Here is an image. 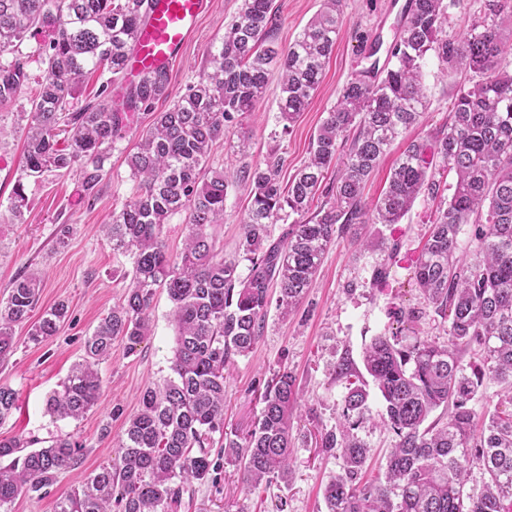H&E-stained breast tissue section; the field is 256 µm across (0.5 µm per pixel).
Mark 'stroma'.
<instances>
[{
	"label": "stroma",
	"mask_w": 512,
	"mask_h": 512,
	"mask_svg": "<svg viewBox=\"0 0 512 512\" xmlns=\"http://www.w3.org/2000/svg\"><path fill=\"white\" fill-rule=\"evenodd\" d=\"M394 2L344 0L345 23L307 109L290 128H283L277 121L278 81L270 79V88L255 111L243 115L227 132L233 139L243 131L249 134L248 155L227 152L219 142L211 152V167L233 173L243 164L264 162L275 150L284 159L282 179H290L307 160L309 143L342 87L359 72L369 70L372 59L367 52L373 40L383 46L376 59L386 61L385 47L394 39L401 19ZM240 4L241 0H206L194 36L170 71L171 96L181 95L188 84L197 81L210 47L223 37ZM320 5L321 0H276L273 38L277 44L288 46ZM35 48L32 39L21 46L29 84L15 100L0 104V300L7 298L19 276L38 271L44 279L39 308L62 300L69 305V318L55 336L37 346L28 343L26 327L17 328V349L0 367V383L16 390L17 408L0 422V437L46 442L60 436L71 438L83 447L78 472L88 474L119 458L126 420L137 408L139 392L162 384L172 374L176 332L170 319L172 304L161 291L149 310L152 336L131 352L124 342H115L111 357L100 364L102 389L94 408L77 420L55 418L46 409L48 398L60 390L72 365L81 359L86 337L122 301L130 284L133 259L113 252L102 226L134 192L126 156L152 117L143 112L131 116L124 138L105 163L106 176L96 200L83 198L75 175H51L26 182L28 206L22 217H15L13 189L24 161L20 115L29 111V100L45 75ZM423 71L429 106L407 136L428 140L448 123L451 103L468 76L443 70L432 57L427 58ZM249 199L248 184L234 181L224 202V222L214 228L225 256H235L238 250ZM436 209V200L422 195L400 223L361 224L339 236L297 310L284 317L269 308L263 335L227 374L224 429L243 433L260 411L259 393L273 372L283 365L293 372L301 401L292 419V481L244 491L239 467L216 446L211 450L216 463L212 480L185 493L179 512H325L323 486L343 466L340 455L323 453L319 446L321 433L337 425L347 392V380L333 372L335 364L346 357L355 369H362L365 344L372 337L400 329L440 343L448 339L447 322L424 300L412 274ZM64 222L70 225L71 234L67 245L60 248L55 239ZM382 267L389 275L383 284L374 285V274ZM401 308L416 309L419 320L400 324L395 313ZM368 405L371 417L356 434L370 449L366 477L372 480L383 477L385 453L394 436L379 420L377 393H370Z\"/></svg>",
	"instance_id": "obj_1"
}]
</instances>
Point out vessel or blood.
Listing matches in <instances>:
<instances>
[{
    "label": "vessel or blood",
    "instance_id": "1",
    "mask_svg": "<svg viewBox=\"0 0 512 512\" xmlns=\"http://www.w3.org/2000/svg\"><path fill=\"white\" fill-rule=\"evenodd\" d=\"M204 0H153L150 18L136 38L133 69L170 66L194 32Z\"/></svg>",
    "mask_w": 512,
    "mask_h": 512
}]
</instances>
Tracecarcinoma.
Wrapping results in <instances>:
<instances>
[{"instance_id": "obj_1", "label": "carcinoma", "mask_w": 512, "mask_h": 512, "mask_svg": "<svg viewBox=\"0 0 512 512\" xmlns=\"http://www.w3.org/2000/svg\"><path fill=\"white\" fill-rule=\"evenodd\" d=\"M152 0H0V101H12L29 83L15 56L24 41L44 36L36 52L47 75L30 99L24 165L14 188L13 212L27 207L23 180L76 172L84 197H97L105 162L123 138L130 112H153L136 150L127 157L135 193L113 211L103 229L112 250L134 259L122 303L101 318L84 342V355L47 411L78 420L96 404L99 365L120 339L132 351L151 335L149 310L159 290L173 304L177 340L173 377L145 388L126 423L121 456L80 478L56 502L55 512H177L183 494L212 478L214 435L238 463L243 483H288L293 478L296 379L281 367L260 393L262 408L243 436L224 431L225 372L250 353L271 305L293 313L316 279L325 253L353 224H397L419 195L438 197L430 169L438 158L456 175L440 199L429 238L414 265L426 300L448 321V341L398 333L374 337L363 363L381 399V418L395 435L385 480L361 483L368 448L353 433L368 411L362 380L349 383L340 421L321 434V448L340 450L343 472L326 483L327 512H512V0H485L483 14L461 37L448 38V8L460 0H408L388 65L370 79L344 85L312 139L307 161L288 184L281 158L242 167L251 185L240 254L250 262L242 278L224 258L210 229L224 220L228 174L211 170L213 146L236 117L255 110L272 72L279 74L278 119L288 131L317 91L344 21V0H322L315 16L283 49L270 36L274 0H242L224 37L208 51L199 79L169 101L170 72L153 69L129 82L122 100L112 86L126 75L138 30ZM12 59L4 60L6 55ZM445 69L474 74L457 93L451 123L431 141L409 140L385 192L372 205L366 181L390 147L428 109L423 81L427 57ZM102 70L99 101L68 108L87 74ZM332 186L321 191L330 169ZM325 201L315 212L316 195ZM185 214L182 251L169 252L164 224ZM292 220L271 239V224ZM470 226L471 248L459 235ZM42 288L38 273L13 283L0 302V362L16 350V328L27 342L56 335L69 313L59 301L30 322ZM478 361L463 363L461 351ZM488 381L503 386L485 401L475 433V401ZM17 393L0 384V421L16 409ZM442 409L444 418L427 423ZM33 440L0 439V512L22 496L38 494L78 466L82 446L69 437L31 450ZM478 469L482 489L466 484Z\"/></svg>"}]
</instances>
